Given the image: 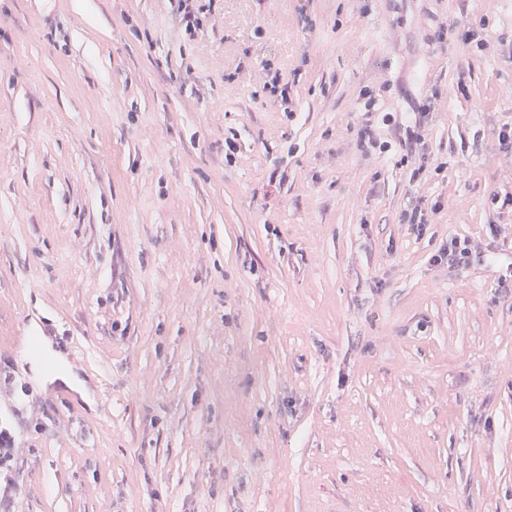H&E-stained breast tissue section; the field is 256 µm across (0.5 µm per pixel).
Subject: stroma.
<instances>
[{
  "mask_svg": "<svg viewBox=\"0 0 512 512\" xmlns=\"http://www.w3.org/2000/svg\"><path fill=\"white\" fill-rule=\"evenodd\" d=\"M510 124L512 0H0L11 512H512ZM472 250L470 249V241L466 238L453 237L448 239V245H445L435 255V262L448 264V269L463 267L469 263ZM31 362L35 378L38 381L52 382L57 380L81 392V381L76 377L75 374L71 373L63 365L60 366L59 369L54 373H46L41 366V361L39 358H33Z\"/></svg>",
  "mask_w": 512,
  "mask_h": 512,
  "instance_id": "1",
  "label": "stroma"
}]
</instances>
